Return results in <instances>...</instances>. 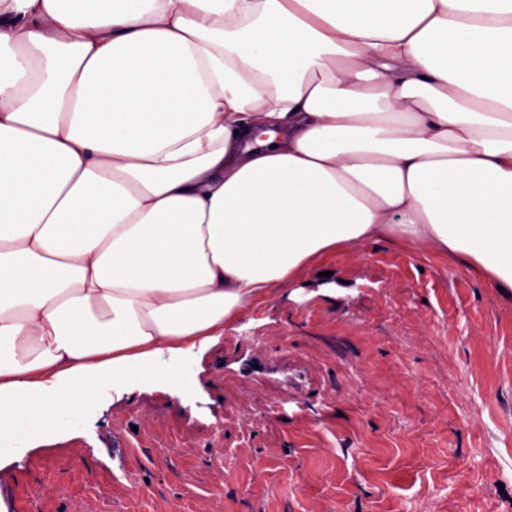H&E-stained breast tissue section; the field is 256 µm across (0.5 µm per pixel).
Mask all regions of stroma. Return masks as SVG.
Instances as JSON below:
<instances>
[{"mask_svg":"<svg viewBox=\"0 0 512 512\" xmlns=\"http://www.w3.org/2000/svg\"><path fill=\"white\" fill-rule=\"evenodd\" d=\"M163 376L0 461V512H512V296L331 253Z\"/></svg>","mask_w":512,"mask_h":512,"instance_id":"35a3bbf8","label":"stroma"}]
</instances>
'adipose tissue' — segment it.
Wrapping results in <instances>:
<instances>
[{
	"instance_id": "ef3b65f1",
	"label": "adipose tissue",
	"mask_w": 512,
	"mask_h": 512,
	"mask_svg": "<svg viewBox=\"0 0 512 512\" xmlns=\"http://www.w3.org/2000/svg\"><path fill=\"white\" fill-rule=\"evenodd\" d=\"M369 240L512 292V0H0V459Z\"/></svg>"
}]
</instances>
